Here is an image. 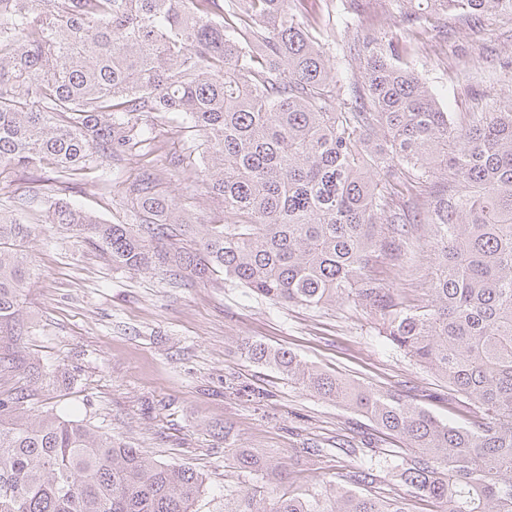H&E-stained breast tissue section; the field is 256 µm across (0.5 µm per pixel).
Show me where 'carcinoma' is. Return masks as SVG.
Wrapping results in <instances>:
<instances>
[{
	"instance_id": "cac0c4a2",
	"label": "carcinoma",
	"mask_w": 512,
	"mask_h": 512,
	"mask_svg": "<svg viewBox=\"0 0 512 512\" xmlns=\"http://www.w3.org/2000/svg\"><path fill=\"white\" fill-rule=\"evenodd\" d=\"M418 14L512 16V0H395ZM336 27L300 0H0V168L50 161L60 178L156 139L157 121L200 138L198 170L165 161L223 208L191 223L150 166L121 182L132 209L112 224L54 188L0 207V324L18 321L33 269L29 227L47 222L129 271L152 264L178 282L224 276L279 305L352 298L384 336L479 404L452 426L397 395L363 390L285 349L249 339L246 356L342 401L414 456L397 477L444 512H512V95L485 112H448L402 45L364 30L343 57L363 63L346 83L329 46ZM194 236L196 244L174 245ZM431 248L419 304L388 288L404 249ZM0 399V512H193L204 478L146 456L64 412L16 413ZM239 468L266 479L248 451ZM336 492L307 499L269 490L228 512H406L351 471Z\"/></svg>"
}]
</instances>
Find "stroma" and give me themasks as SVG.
<instances>
[{
    "label": "stroma",
    "instance_id": "35a3bbf8",
    "mask_svg": "<svg viewBox=\"0 0 512 512\" xmlns=\"http://www.w3.org/2000/svg\"><path fill=\"white\" fill-rule=\"evenodd\" d=\"M376 27L402 38L390 0H367L350 29ZM414 69L451 112H478L512 93V18L429 13L415 29ZM141 172L137 157L100 160L71 181L67 199L109 223L122 222L128 203L120 188L101 194L102 172ZM54 165L0 174V199L53 183ZM161 189L175 195L198 223L221 217L203 187L184 188L157 168ZM34 276L22 298L20 335L0 329V398L24 394V410L70 411L154 460L201 473L207 491L194 512H224L256 484L235 457L250 450L271 467L278 492L292 497L335 491L339 475L368 458L380 460L378 487L406 497L409 512H438L430 499L408 494L395 467L413 453L364 414L324 400L277 371L244 356L248 337L286 349L316 368L362 387L403 396L438 420L461 425L475 407L450 397L448 384L385 338L369 310L351 300L321 308L273 305L222 279L176 285L161 270L128 271L106 251L49 227L43 214L27 220ZM434 271L423 250L403 259L387 284L407 300L421 298ZM64 372V380L53 370ZM320 447V455L309 450Z\"/></svg>",
    "mask_w": 512,
    "mask_h": 512
}]
</instances>
